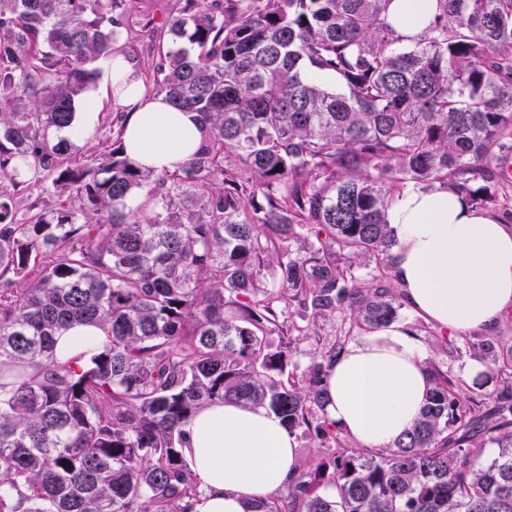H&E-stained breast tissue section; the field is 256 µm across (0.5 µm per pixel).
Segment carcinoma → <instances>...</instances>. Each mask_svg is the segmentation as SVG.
Masks as SVG:
<instances>
[{
	"label": "carcinoma",
	"instance_id": "1",
	"mask_svg": "<svg viewBox=\"0 0 512 512\" xmlns=\"http://www.w3.org/2000/svg\"><path fill=\"white\" fill-rule=\"evenodd\" d=\"M130 2L0 0V512H189L183 426L224 401L328 450L262 512H512V342L464 338L489 392L425 361L388 448L326 414L351 338L401 317L395 196L512 215V0H437L406 45L393 0H181L145 80L203 133L174 172L135 164L121 125L88 163L56 135L126 52ZM44 175L80 205L17 208ZM78 325L105 341L61 362ZM275 333L316 341L300 374Z\"/></svg>",
	"mask_w": 512,
	"mask_h": 512
}]
</instances>
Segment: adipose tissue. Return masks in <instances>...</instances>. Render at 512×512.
Here are the masks:
<instances>
[{"instance_id": "1", "label": "adipose tissue", "mask_w": 512, "mask_h": 512, "mask_svg": "<svg viewBox=\"0 0 512 512\" xmlns=\"http://www.w3.org/2000/svg\"><path fill=\"white\" fill-rule=\"evenodd\" d=\"M435 10L436 0H393L389 21L408 42ZM108 71L112 96L125 112L130 159L157 171L179 168L202 138L193 113L148 95L123 55L110 60ZM387 220L397 240L394 273L407 307L461 335L493 331L512 308V226L444 190L404 191ZM426 358L419 340L397 325L351 342L329 370V420L365 447L392 444L424 406ZM184 430V453L201 490L192 512H259L294 471L295 439L266 408L213 403Z\"/></svg>"}]
</instances>
